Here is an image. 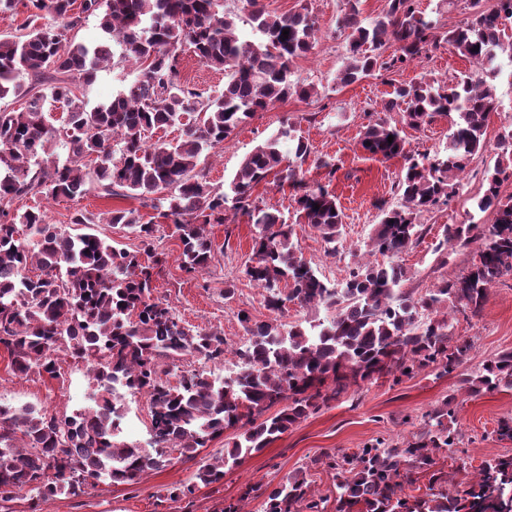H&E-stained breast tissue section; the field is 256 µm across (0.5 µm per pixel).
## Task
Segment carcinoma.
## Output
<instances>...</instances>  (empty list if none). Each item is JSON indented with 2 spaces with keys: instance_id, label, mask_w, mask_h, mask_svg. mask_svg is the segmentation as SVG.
<instances>
[{
  "instance_id": "1",
  "label": "carcinoma",
  "mask_w": 512,
  "mask_h": 512,
  "mask_svg": "<svg viewBox=\"0 0 512 512\" xmlns=\"http://www.w3.org/2000/svg\"><path fill=\"white\" fill-rule=\"evenodd\" d=\"M248 4L255 40L238 34L221 0H106L101 26L107 38L95 45L68 33L82 15L100 9V0H81L77 11L75 0H32L38 14L0 37V99H27L19 112L0 110V350L15 373L58 379L64 354L87 362L93 381L91 406L69 415L0 408V507L24 493L27 512H38L41 500L57 494L79 496L102 482L134 481L164 467L168 451L192 458L209 439L236 427L224 456L196 474L205 486L220 484L224 469L262 451L351 385L383 375L410 376L431 365L454 371L471 343L452 335L451 313L479 315L490 288L512 276V196L500 192L512 176V129L499 136L509 156L497 161L478 203L481 210L493 209L492 224L442 227L441 247L480 240L472 266L417 299L403 288V269L391 262L359 261L342 287L330 286L303 260L293 225L255 204L254 189L271 175L299 186L300 218L320 233L327 252H336L342 211L334 194L308 185L293 166L290 158L306 159L310 147L291 130L247 155L229 191L207 181L198 167L240 124L278 101L307 99L314 91L292 80L291 70L293 61L314 47L318 28L308 8L271 14L258 0ZM467 9L470 15L461 24L440 35L416 14L414 0H387L385 12L367 22L352 3L338 20L339 28L350 30L347 63L339 74L345 85L409 63L440 42L477 65V71L443 84L398 85L388 102L405 105L410 126L435 113L457 114L446 154L432 159L412 154L397 127L366 126L361 139L366 153L406 161L397 184L400 203L382 210L364 242L368 254L394 256L416 244L417 215L458 193L461 182L453 178L484 149L487 121L499 98L483 74L504 49L512 0H494L488 8L471 0ZM42 12L54 22L37 23ZM391 41L399 54L380 60L376 50ZM184 44L204 65L224 72L221 93L180 82L178 49ZM116 55L136 65L135 80L110 102L88 108L80 87ZM47 98L63 109L62 123L46 117ZM174 126L181 128L176 142L148 143V133ZM283 137L291 141L286 154L280 149ZM57 146L67 150L65 159ZM89 157L95 158L93 168ZM89 189L152 201L175 228L179 268L190 278L209 266L213 242L206 226L225 223L227 210L246 215L258 229L245 273L265 290L266 307L275 317L257 320L247 311L238 313L249 336V343L234 351L239 373L220 379L188 370L170 381V361L224 360V331L195 330L153 296L167 256L155 247L157 225L142 222L136 210L113 209L105 219L140 239L134 252L93 233L96 220L83 213L71 218L83 231L72 233L47 223L39 208L15 216L7 210L16 198H72ZM290 302L322 307L332 316L308 329L286 331L278 315ZM463 382L472 394L512 388V350L498 353ZM117 385L146 400L150 447L121 436L125 397L115 393ZM451 403L430 411L423 432L404 448H359L330 460L336 512H512L511 456L483 462L472 478L448 489L402 494L404 466L427 470L440 450L461 442L448 426ZM275 405L279 411L262 418ZM307 493L306 473L298 471L265 490L264 512H325L328 499L310 500Z\"/></svg>"
}]
</instances>
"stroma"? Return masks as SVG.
<instances>
[{"instance_id": "stroma-1", "label": "stroma", "mask_w": 512, "mask_h": 512, "mask_svg": "<svg viewBox=\"0 0 512 512\" xmlns=\"http://www.w3.org/2000/svg\"><path fill=\"white\" fill-rule=\"evenodd\" d=\"M269 12L285 13L308 7L318 27L312 51L292 65L293 78L314 87L309 99L290 97L275 103L267 111L240 125L222 148L209 154L203 167L214 187L227 189L243 158L283 125H293L298 136L311 147L302 165L307 180L328 183L343 211L341 234L335 254H327L326 246L315 229L299 221L294 191L289 183L259 184L254 195L293 224L302 256L331 284L342 283L355 262L353 253L367 241L380 220L382 205L399 202L396 183L405 161L403 157L371 156L362 150L360 139L367 124L384 122L400 127L409 151L436 154L445 152L452 132L453 119L433 115L417 127L406 125L400 109L384 110L393 84L420 79L443 81L468 73L471 63L451 53L446 44L430 48L420 58L400 68L374 72L349 85L340 84L347 55V33L337 21L348 9L347 0H259ZM133 65L113 61L99 70L93 82L84 89L89 106L111 100L135 78ZM490 80L502 101L487 122L484 152L471 160L461 175L462 187L449 203L417 217L425 232L409 250L396 257V264L407 272L405 286L420 296L436 288L442 281L466 274L473 260L475 245L456 247L448 252L447 263H440L436 253L438 233L445 224L487 225L493 213L479 210L478 200L487 187L486 176L499 154L500 134L512 128V62L499 54ZM334 163L335 173L324 169V162ZM33 198L14 199L12 213L24 212L36 204ZM49 223L69 228L75 211L82 210L102 217L115 208L134 209L143 220L158 221L157 245L165 252L167 264L154 285V295L169 304L189 326L208 330L219 326L224 330L227 349L244 347L248 336L239 322V311H248L257 319L268 318L265 291L245 273L252 256L255 229L247 216L236 215L224 224L210 225L214 256L203 273L186 279L178 267L180 242L172 224L159 219L145 200L139 198H107L91 189L73 199L41 201ZM232 296H225L226 287ZM454 333L468 339L472 347L466 360L454 372L440 375L425 369L409 377L379 379L351 386L347 394L329 402L319 412L296 424L273 441L262 452L246 457L226 473L223 483L196 487L189 496L170 498L171 490L192 484L200 465L222 456L235 429L207 442L198 457L176 458L166 467L136 481L111 485L103 483L91 494L58 495L42 502L41 512H221L234 504L241 512H263L260 488L275 486L302 467L310 468V496H331L333 472L326 465L329 455L350 453L382 442L405 446L424 429L426 415L439 406L449 394H456L453 427L462 435L455 449H445L436 456L435 468L444 480L459 481L475 471L482 461L512 454V441L499 440L495 430L500 419L512 417V389L498 388L478 395L459 391L461 378L477 371L498 352L512 349V277L493 286L480 315L461 312L454 315ZM92 385L84 363L67 357L61 362V377L42 380L19 375L7 366V356L0 352V407L45 408L52 412H72L87 403Z\"/></svg>"}]
</instances>
